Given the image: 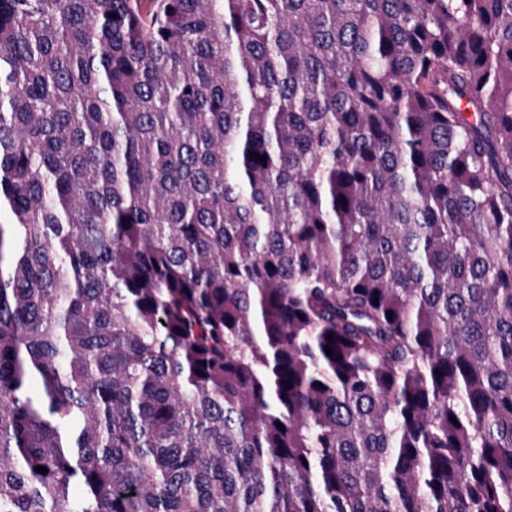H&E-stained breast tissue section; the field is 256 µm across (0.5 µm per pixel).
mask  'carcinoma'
<instances>
[{"label": "carcinoma", "instance_id": "1", "mask_svg": "<svg viewBox=\"0 0 512 512\" xmlns=\"http://www.w3.org/2000/svg\"><path fill=\"white\" fill-rule=\"evenodd\" d=\"M5 210L0 512H512V0H0Z\"/></svg>", "mask_w": 512, "mask_h": 512}]
</instances>
